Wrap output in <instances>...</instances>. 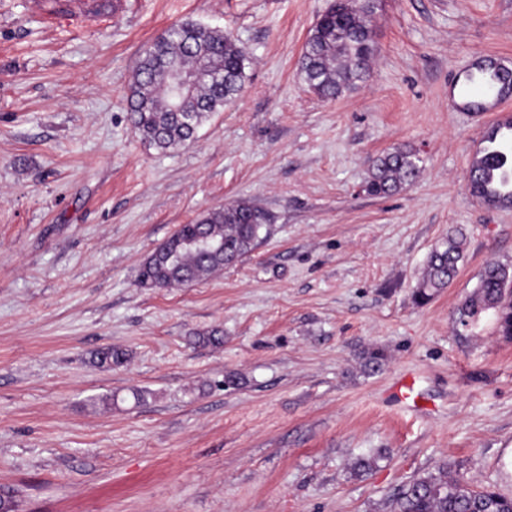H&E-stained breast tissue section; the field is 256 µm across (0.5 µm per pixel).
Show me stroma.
<instances>
[{
    "label": "stroma",
    "instance_id": "35a3bbf8",
    "mask_svg": "<svg viewBox=\"0 0 512 512\" xmlns=\"http://www.w3.org/2000/svg\"><path fill=\"white\" fill-rule=\"evenodd\" d=\"M51 2L0 0V489L17 512H385L443 462L512 495V341L493 314L456 315L488 262L512 265V209L471 196L488 121L450 95L473 56L512 60V0H378L370 76L333 102L299 73L331 0ZM186 20L239 40L245 89L161 152L126 98L147 44ZM398 145L419 175L369 195L370 158ZM238 199L275 218L241 263L138 286L179 225ZM454 227L458 274L416 304ZM216 326L223 345L195 343ZM109 346L127 361L94 364ZM370 346L388 361L367 375Z\"/></svg>",
    "mask_w": 512,
    "mask_h": 512
}]
</instances>
